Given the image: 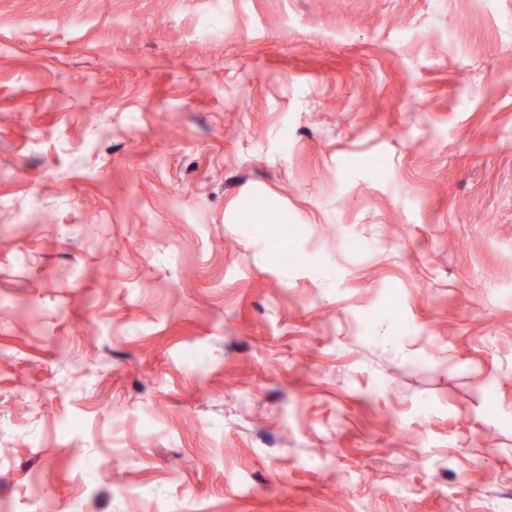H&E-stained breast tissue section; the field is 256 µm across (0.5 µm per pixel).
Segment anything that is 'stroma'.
I'll use <instances>...</instances> for the list:
<instances>
[{"label":"stroma","mask_w":512,"mask_h":512,"mask_svg":"<svg viewBox=\"0 0 512 512\" xmlns=\"http://www.w3.org/2000/svg\"><path fill=\"white\" fill-rule=\"evenodd\" d=\"M131 497L512 512V0H0V512Z\"/></svg>","instance_id":"35a3bbf8"}]
</instances>
